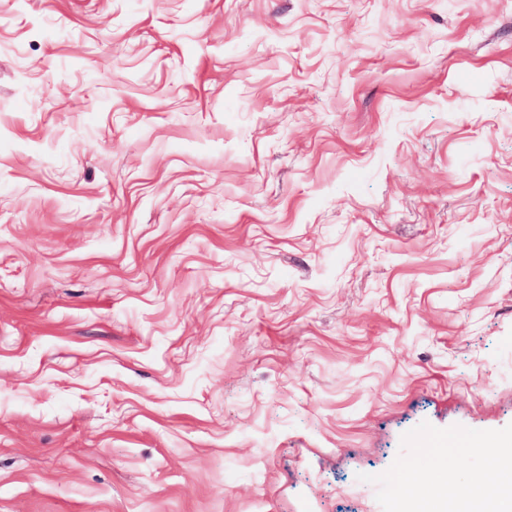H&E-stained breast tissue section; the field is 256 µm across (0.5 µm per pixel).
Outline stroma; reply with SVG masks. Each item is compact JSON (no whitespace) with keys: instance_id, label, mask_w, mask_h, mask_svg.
<instances>
[{"instance_id":"35a3bbf8","label":"stroma","mask_w":512,"mask_h":512,"mask_svg":"<svg viewBox=\"0 0 512 512\" xmlns=\"http://www.w3.org/2000/svg\"><path fill=\"white\" fill-rule=\"evenodd\" d=\"M512 424V0H0V512H382Z\"/></svg>"}]
</instances>
